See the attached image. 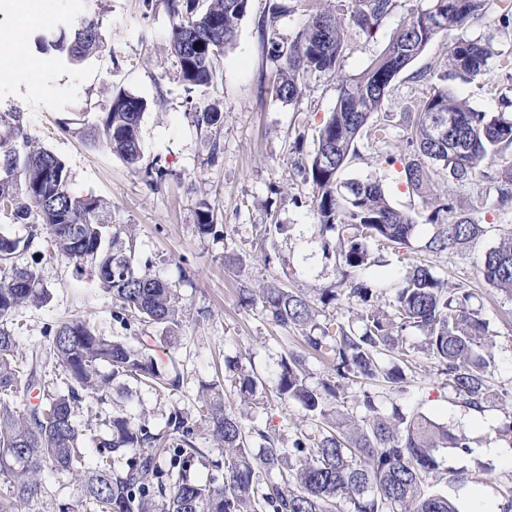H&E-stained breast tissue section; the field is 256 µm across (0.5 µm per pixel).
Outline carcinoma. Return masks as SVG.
<instances>
[{
	"label": "carcinoma",
	"mask_w": 512,
	"mask_h": 512,
	"mask_svg": "<svg viewBox=\"0 0 512 512\" xmlns=\"http://www.w3.org/2000/svg\"><path fill=\"white\" fill-rule=\"evenodd\" d=\"M176 23L172 49L182 81L189 86L210 83L218 57L229 48L249 0H167ZM395 6V0H354L352 18L362 32L373 33ZM498 14V22L512 24V11L501 0H429L426 7L410 9L366 70L341 73L345 33L341 18L328 8L309 15L291 40L266 41L267 53L280 62L276 97L294 101L307 81L320 75L337 79L335 108L318 130L314 153L300 167L314 190V211L320 230L332 231L323 248L336 254L345 277L346 294L361 303L359 329L342 323L320 325L311 300L275 284L242 296L258 302L270 320L283 328L304 331L305 351L331 363L337 381L322 387L308 385L303 370L304 351L283 358L273 391L284 400L300 403L326 428L317 435L300 434L290 440L256 429L260 453L252 452L251 433L242 417L228 411L218 392L199 400V415L224 443L222 458L211 461L224 472V483L198 482L190 469L203 452L195 447L187 421L177 411L168 430L153 433L146 423L112 416L108 434L95 441L96 462L89 465L86 434L74 420L75 407L84 400L102 401L113 380L126 377L137 383L160 385L162 371L145 348L99 335L84 319L61 322L52 347L37 350L29 364L21 358L11 316L23 304H38L48 297L36 269L20 266L16 257L47 230L52 246L80 269H89L102 288L112 294L122 321H143L163 327V340L177 342L178 295L165 281L142 273L132 250L119 244L112 225L101 217L103 205L91 196L69 190L65 162L52 150L34 145L24 136L21 117L0 113V211L30 225L22 240L0 233V512H15L19 503H33L41 492L45 468L77 474L80 496L93 512H337L340 503L349 512H459L457 504L441 493L428 491L434 482L463 483L467 476L443 468L441 452L454 448L472 453L469 439L416 411L393 406L383 409L377 396L362 389L356 404L361 418L334 403L340 381L365 383L383 378L395 387L405 382L399 365L386 369L380 357L390 353L406 361L401 333L417 328L423 349L439 366L444 387L456 403L474 411L498 404L512 408V394L491 386L494 357L489 352L496 330L482 309L472 305L475 294L462 285L449 287L423 265H410L395 288L385 312L371 304L372 291L356 274L369 264L368 243L381 249L408 246L414 218L394 208L380 181L372 176L341 179V173L361 142L387 136L384 118L394 79L440 33ZM99 21L85 18L72 30H63L40 49L61 58L81 61L99 48ZM512 60V49H502L488 38L461 36L449 51V77L464 83L482 79L490 66ZM148 101L119 90L97 124V136L114 154L135 167L143 155L141 121ZM448 116V135L438 139L432 120ZM408 143L413 154L403 158L409 190L429 197L435 177L458 185L488 177L484 163H499L495 174L497 206L512 202V114L477 111L447 85L432 84L412 120ZM481 195L442 203L430 202L434 218L447 214L426 248L444 252L476 240L483 225L472 214L486 207ZM480 273L485 282L512 296V230L499 237L484 257ZM108 369L103 373L102 369ZM64 371L65 388L49 392L36 403L17 410L21 390H30L41 374ZM143 448L116 468L119 452ZM169 455V468L159 465ZM278 472L279 479L264 484L257 471Z\"/></svg>",
	"instance_id": "obj_1"
}]
</instances>
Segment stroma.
I'll list each match as a JSON object with an SVG mask.
<instances>
[{"mask_svg": "<svg viewBox=\"0 0 512 512\" xmlns=\"http://www.w3.org/2000/svg\"><path fill=\"white\" fill-rule=\"evenodd\" d=\"M44 14L67 29L85 17L99 20L102 47L93 56L62 63L42 54L38 40L46 35L39 19L0 9V40L22 51L30 64L23 69L0 63V113L19 112L33 144L50 148L66 163L70 191L101 199L103 218L121 237L133 238L136 253L153 277L176 288L179 297V341H160L161 329L147 323L124 324L114 316L111 297L96 278L78 270L51 247L48 236L33 239L17 258L34 267L49 294L38 306L19 307L12 315L23 352L42 349L52 341L62 320L91 319L106 337L129 345H147L160 369L179 377L176 387L155 389L129 382L128 393L110 390L104 402L89 400L76 409L75 419L95 435H106L112 416L124 415L166 428L168 417L181 412L195 430L194 442L206 457H220L224 445L212 436L197 413L198 396L214 386L222 390L232 412H243L247 428L276 429L283 437L316 434L319 420L307 417L300 404L282 400L273 391H258L241 404L237 383L248 374L271 382L282 357L297 348L299 330L269 320L260 304L245 305L241 291L275 284L306 294L317 311L316 321L357 324L360 307L343 293L341 270L334 254L322 246L313 211V187L298 173L296 163L308 159L319 128L333 110L337 81L332 76L309 80L302 95L283 102L275 95L278 64L263 47V34L288 40L310 14L309 0H251L236 39L219 57L212 83L187 89L172 51L174 20L164 0H40ZM281 5L272 14L273 5ZM416 0H395L391 15L373 35L349 23L351 0H331L347 19L343 73H362L408 16ZM461 36L512 39V28L501 29L496 17L475 19L440 34L393 82L385 106L389 136L362 144L342 173L343 178L377 176L390 203L409 212L416 227L408 247L372 251L359 277L373 292L372 302L388 308L392 285L402 267L422 264L449 285L475 289L498 332L492 349L495 365L490 380L512 393V295L490 288L479 269L485 253L501 234L512 230V206L490 208L478 219L485 234L453 252H431L426 242L435 234L432 208L406 187L400 160L407 151V116L418 111L429 83H450L476 110L495 113L501 96L512 99V67L492 69L480 82L448 78V49ZM426 79H419V72ZM146 99L141 123L143 158L133 171L105 145L87 139L108 108L116 89ZM221 114L216 126L197 125L199 111ZM393 164H386V157ZM159 177L149 186L147 174ZM210 209L217 234L203 235L197 214ZM271 224L287 225L286 234L267 237ZM337 291L325 304L322 290ZM410 352L406 388L370 383L383 407L400 405L463 432L472 454L448 448L445 468L471 472L464 486L439 484L456 500L460 512H504L505 491L512 486V450L499 435L512 420L506 410L490 406L471 412L455 403L444 388L434 360L420 346V330L404 331ZM39 512H85L74 475L53 471L41 478Z\"/></svg>", "mask_w": 512, "mask_h": 512, "instance_id": "1", "label": "stroma"}]
</instances>
